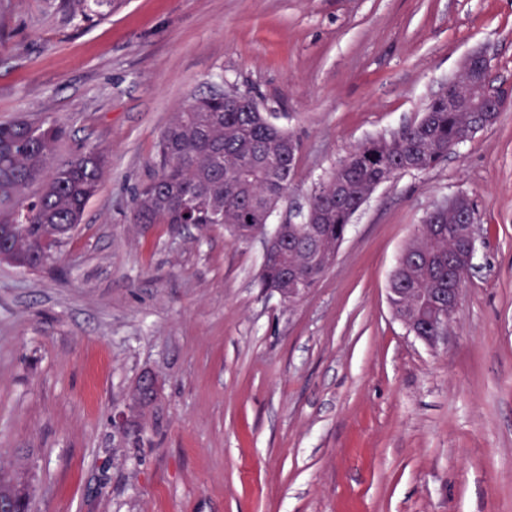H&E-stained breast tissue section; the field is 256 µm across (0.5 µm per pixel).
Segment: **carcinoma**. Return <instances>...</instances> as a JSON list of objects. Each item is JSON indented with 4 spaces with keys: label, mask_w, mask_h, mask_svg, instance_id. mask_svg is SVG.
Returning <instances> with one entry per match:
<instances>
[{
    "label": "carcinoma",
    "mask_w": 512,
    "mask_h": 512,
    "mask_svg": "<svg viewBox=\"0 0 512 512\" xmlns=\"http://www.w3.org/2000/svg\"><path fill=\"white\" fill-rule=\"evenodd\" d=\"M85 19L112 12V0H61ZM473 74L464 68L448 90L426 105L420 119L388 137L357 146L311 195L312 219L275 227V255L261 265L259 284L269 294L288 295V271L304 273L309 290L328 267L309 265L310 251L337 253L353 215L384 181L403 171H428L448 157V145L496 116L448 111V94L467 93ZM233 106L224 93L195 99L173 114L157 144L154 177L136 190L133 224H219L243 242L266 214L288 201L298 145L244 93ZM63 126L51 119L0 122V247L12 251L16 266L48 264L66 243L55 236L61 224L82 222L98 193L108 161L86 154L62 159L57 148ZM457 221L446 213L419 225L404 278L410 288L448 287V258L458 241ZM0 497L17 512L25 508L23 488L0 478Z\"/></svg>",
    "instance_id": "carcinoma-1"
}]
</instances>
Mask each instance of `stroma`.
Wrapping results in <instances>:
<instances>
[{
    "mask_svg": "<svg viewBox=\"0 0 512 512\" xmlns=\"http://www.w3.org/2000/svg\"><path fill=\"white\" fill-rule=\"evenodd\" d=\"M478 50L512 83V0H113L92 23L0 0V121L54 119L60 157L109 160L54 263H0V475L29 512H512V107L376 188L294 304L260 288L261 240L129 221L193 99L251 93L297 140L278 223ZM458 195L481 232L432 348L386 288Z\"/></svg>",
    "mask_w": 512,
    "mask_h": 512,
    "instance_id": "1",
    "label": "stroma"
}]
</instances>
